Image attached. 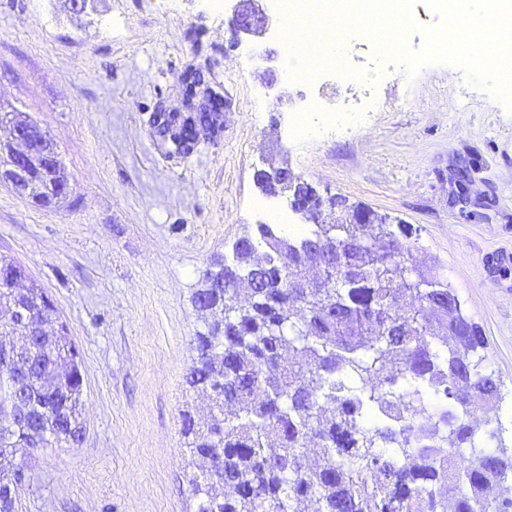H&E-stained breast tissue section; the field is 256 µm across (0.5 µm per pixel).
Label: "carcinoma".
Listing matches in <instances>:
<instances>
[{
    "label": "carcinoma",
    "instance_id": "cac0c4a2",
    "mask_svg": "<svg viewBox=\"0 0 512 512\" xmlns=\"http://www.w3.org/2000/svg\"><path fill=\"white\" fill-rule=\"evenodd\" d=\"M182 106L158 108L154 135L188 154L200 133L220 136L221 109L194 66L180 76ZM64 165L36 187V204L66 196ZM245 234L265 252L231 246L195 293L205 330L194 336L191 388L210 392L209 421L182 413L189 451L209 461L189 477L198 512H512V448L484 449L474 422L500 390L482 368L479 326L432 266H408L405 224H309L341 248L331 288H301V256ZM47 335L0 323V512H15L22 458L52 436L83 429L79 353L54 311Z\"/></svg>",
    "mask_w": 512,
    "mask_h": 512
}]
</instances>
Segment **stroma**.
I'll return each mask as SVG.
<instances>
[{
	"label": "stroma",
	"mask_w": 512,
	"mask_h": 512,
	"mask_svg": "<svg viewBox=\"0 0 512 512\" xmlns=\"http://www.w3.org/2000/svg\"><path fill=\"white\" fill-rule=\"evenodd\" d=\"M227 0H0V106L26 112L69 181L40 207L0 186V255L43 288L79 352L80 443L24 460L16 512H196L188 477L204 461L181 413L206 418L189 388L193 296L203 271L254 225L287 209L256 173L302 181L411 226L412 259L434 263L487 342L498 417L512 444V109L466 71L432 63L382 74L378 111L347 134L290 130L346 94L331 74L289 79L280 39L233 42ZM201 68L224 99L223 132L189 155L154 136L181 105L179 76Z\"/></svg>",
	"instance_id": "obj_1"
}]
</instances>
